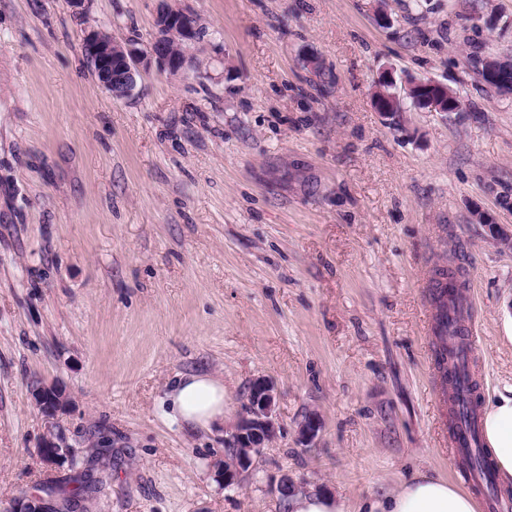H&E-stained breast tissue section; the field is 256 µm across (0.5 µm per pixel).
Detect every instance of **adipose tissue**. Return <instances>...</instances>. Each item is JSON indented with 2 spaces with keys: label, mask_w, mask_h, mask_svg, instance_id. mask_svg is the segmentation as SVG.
<instances>
[{
  "label": "adipose tissue",
  "mask_w": 512,
  "mask_h": 512,
  "mask_svg": "<svg viewBox=\"0 0 512 512\" xmlns=\"http://www.w3.org/2000/svg\"><path fill=\"white\" fill-rule=\"evenodd\" d=\"M174 417L190 429H210L223 423L225 392L222 379L208 374L179 378L169 395ZM484 440L502 485L512 486V391L484 405ZM471 493L439 476L416 473L390 494L368 495L356 512H477Z\"/></svg>",
  "instance_id": "obj_1"
}]
</instances>
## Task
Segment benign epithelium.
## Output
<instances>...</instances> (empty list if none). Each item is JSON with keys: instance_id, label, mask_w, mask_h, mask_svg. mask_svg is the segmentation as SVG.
I'll list each match as a JSON object with an SVG mask.
<instances>
[{"instance_id": "obj_1", "label": "benign epithelium", "mask_w": 512, "mask_h": 512, "mask_svg": "<svg viewBox=\"0 0 512 512\" xmlns=\"http://www.w3.org/2000/svg\"><path fill=\"white\" fill-rule=\"evenodd\" d=\"M198 28L187 13L163 8L156 20L155 35L146 48H140L132 41H120L99 30L87 32L81 42V50L99 84L114 98H125L136 86L140 69L157 63L163 71L171 74L183 73L195 67V60L188 50L173 51L177 42L182 46L197 39ZM395 81L389 74L378 79L377 101L385 118H390V102L403 103L392 91ZM425 95L420 97L418 108L430 112L450 114L456 111L455 95L448 87L433 81L423 82ZM37 407L47 417H54L67 411L70 402L62 390L55 386L32 385ZM276 392L273 383L265 378L253 381L249 388L244 411L229 436L224 438V447L229 449L230 458L221 465L224 486L236 484L242 473L248 471L254 457L262 453L268 444L278 436L279 425L275 412ZM320 430L319 419L308 417L298 429L296 442L302 447L313 443ZM76 458L73 448L62 439V434L52 429L42 437L38 447L39 463L46 469L60 463L72 462ZM11 512H61L53 504L38 499L34 502L26 495L18 497Z\"/></svg>"}]
</instances>
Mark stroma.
I'll list each match as a JSON object with an SVG mask.
<instances>
[{"label": "stroma", "instance_id": "stroma-1", "mask_svg": "<svg viewBox=\"0 0 512 512\" xmlns=\"http://www.w3.org/2000/svg\"><path fill=\"white\" fill-rule=\"evenodd\" d=\"M198 69L117 99L91 30L147 46L161 6ZM512 0H0V512L63 483L47 429L105 482L88 512H287L283 475L352 506L420 471L459 483L434 368V271L468 298L478 401L512 386ZM434 80L445 115L377 111L373 82ZM224 380V422L169 417L177 376ZM277 439L217 466L253 380ZM59 385L47 419L30 391ZM321 430L296 443L309 415ZM37 453L39 463L46 469L55 468L65 461L71 464L76 458L73 448L62 440V434L53 429L42 437Z\"/></svg>", "mask_w": 512, "mask_h": 512}]
</instances>
